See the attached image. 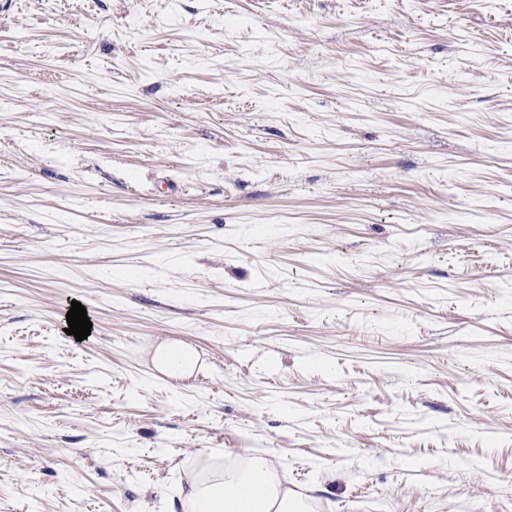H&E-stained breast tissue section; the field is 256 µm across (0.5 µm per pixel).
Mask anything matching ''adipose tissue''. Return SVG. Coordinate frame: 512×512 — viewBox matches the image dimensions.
Instances as JSON below:
<instances>
[{
    "label": "adipose tissue",
    "mask_w": 512,
    "mask_h": 512,
    "mask_svg": "<svg viewBox=\"0 0 512 512\" xmlns=\"http://www.w3.org/2000/svg\"><path fill=\"white\" fill-rule=\"evenodd\" d=\"M186 512H309L308 498L287 486L257 453L237 456L206 481H195L183 499Z\"/></svg>",
    "instance_id": "1"
}]
</instances>
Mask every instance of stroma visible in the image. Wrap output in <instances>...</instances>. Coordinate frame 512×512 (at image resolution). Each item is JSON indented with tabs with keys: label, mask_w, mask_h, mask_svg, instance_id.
I'll use <instances>...</instances> for the list:
<instances>
[{
	"label": "stroma",
	"mask_w": 512,
	"mask_h": 512,
	"mask_svg": "<svg viewBox=\"0 0 512 512\" xmlns=\"http://www.w3.org/2000/svg\"><path fill=\"white\" fill-rule=\"evenodd\" d=\"M247 452L512 512V0H0V512ZM158 367L165 373L184 374L191 371L195 365L193 354L177 345L161 346L156 353Z\"/></svg>",
	"instance_id": "1"
}]
</instances>
